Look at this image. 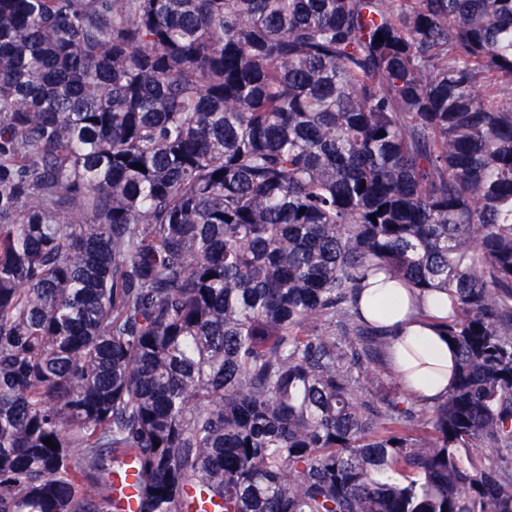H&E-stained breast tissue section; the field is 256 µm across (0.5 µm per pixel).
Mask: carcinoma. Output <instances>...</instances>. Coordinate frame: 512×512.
I'll return each mask as SVG.
<instances>
[{
  "label": "carcinoma",
  "instance_id": "obj_1",
  "mask_svg": "<svg viewBox=\"0 0 512 512\" xmlns=\"http://www.w3.org/2000/svg\"><path fill=\"white\" fill-rule=\"evenodd\" d=\"M381 272L452 303L424 419L361 398ZM129 460L139 512H512V0H0V512Z\"/></svg>",
  "mask_w": 512,
  "mask_h": 512
}]
</instances>
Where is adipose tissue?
Returning a JSON list of instances; mask_svg holds the SVG:
<instances>
[{
  "label": "adipose tissue",
  "instance_id": "ef3b65f1",
  "mask_svg": "<svg viewBox=\"0 0 512 512\" xmlns=\"http://www.w3.org/2000/svg\"><path fill=\"white\" fill-rule=\"evenodd\" d=\"M360 311L390 333L389 359L406 390L428 402L446 395L455 352L441 327L452 314L446 295L421 301L405 286L378 274L361 286Z\"/></svg>",
  "mask_w": 512,
  "mask_h": 512
}]
</instances>
